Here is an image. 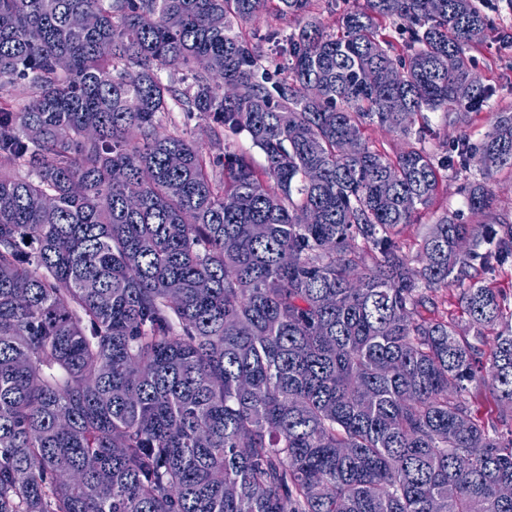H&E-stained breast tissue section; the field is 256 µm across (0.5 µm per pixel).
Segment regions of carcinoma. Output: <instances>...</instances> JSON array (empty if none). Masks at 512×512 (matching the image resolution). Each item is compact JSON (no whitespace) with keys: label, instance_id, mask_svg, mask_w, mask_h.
Instances as JSON below:
<instances>
[{"label":"carcinoma","instance_id":"cac0c4a2","mask_svg":"<svg viewBox=\"0 0 512 512\" xmlns=\"http://www.w3.org/2000/svg\"><path fill=\"white\" fill-rule=\"evenodd\" d=\"M0 0V512H512V264L486 181L512 112L441 155L416 118L479 112L476 0ZM408 33L393 51L384 22ZM210 121L204 150L160 131ZM379 124L419 145L372 148ZM247 134L265 159L221 149ZM467 209L398 238L441 172ZM460 289L472 337L423 318ZM165 131L177 135H192L195 139L205 144L210 143L207 123L197 117L188 119L183 112H172L163 118ZM478 277L484 285L499 291L512 308V265L505 268H478Z\"/></svg>","mask_w":512,"mask_h":512}]
</instances>
